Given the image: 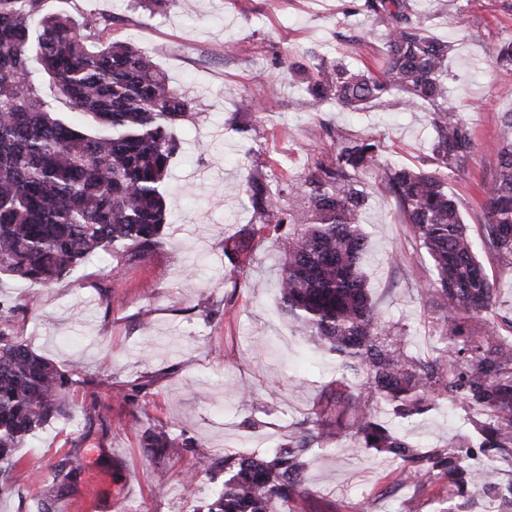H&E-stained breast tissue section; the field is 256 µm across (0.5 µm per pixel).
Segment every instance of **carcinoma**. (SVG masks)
<instances>
[{"label":"carcinoma","mask_w":512,"mask_h":512,"mask_svg":"<svg viewBox=\"0 0 512 512\" xmlns=\"http://www.w3.org/2000/svg\"><path fill=\"white\" fill-rule=\"evenodd\" d=\"M358 10L385 19L386 64L375 72L313 53L295 66L305 92L350 112L403 105L429 107L431 155L412 168L382 160L379 141H344L335 159L288 176L275 194L260 173L247 178L262 224L241 229L231 252L249 263L258 232L283 234L279 314L305 339L335 356L340 379L327 388L315 421L267 452L224 454V486L206 512H275L299 494L304 455L354 430L355 450H376L415 464L408 477L448 471L449 449L427 455L373 411L411 422L440 403L460 401L478 415L480 448H512V311L496 309L494 274L484 259L512 271V111L481 206L478 237L448 194L444 170H459L475 144L464 113L448 94V43L436 38L407 0H360ZM112 17L92 10L50 12L44 0H0V274L46 286L112 246L140 258L159 245L168 209L163 187L180 150L177 126L191 120V99L140 48L116 39ZM385 167L412 239L435 278L424 293L438 355L408 354L378 311L361 270L366 193L360 173ZM295 201L285 206L282 196ZM0 302V473L51 419L68 415L72 380L32 350ZM161 458L177 439L150 432ZM83 466L68 452L52 481L70 484Z\"/></svg>","instance_id":"cac0c4a2"}]
</instances>
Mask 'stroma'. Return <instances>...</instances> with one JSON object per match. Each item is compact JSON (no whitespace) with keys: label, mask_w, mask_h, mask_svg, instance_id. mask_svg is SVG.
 Masks as SVG:
<instances>
[{"label":"stroma","mask_w":512,"mask_h":512,"mask_svg":"<svg viewBox=\"0 0 512 512\" xmlns=\"http://www.w3.org/2000/svg\"><path fill=\"white\" fill-rule=\"evenodd\" d=\"M410 3L433 15L432 33L451 47L448 90L475 153L446 178L474 226L497 162L500 117L512 110V68L494 54L512 39V0ZM45 7L110 14L115 37L148 51L187 90L195 116L178 130L181 150L165 186L171 227L147 258L104 252L45 287L0 275V299L14 305L19 335L73 381L69 418L52 420L20 449L0 512H66L90 497L101 512H195L224 482L225 450L261 453L287 442L336 378L335 359L278 313L283 240L256 237L243 268L224 253L243 227L260 222L247 176L262 171L277 192L288 174L332 161L341 141L362 135L379 140L385 158L417 166L431 151L430 115L396 101L342 111L304 93L289 71L310 49L357 69L382 64L386 25L357 13L355 0H169L154 15L136 0ZM360 179L367 285L383 315L404 328L408 352L434 357L421 296L431 263L406 230L384 168ZM149 430L178 438L179 453L154 457L143 441ZM400 431L430 449L455 441L465 462L494 469L496 486L512 485V458L476 448L463 405H440ZM75 448L83 470L69 488L52 489L51 466ZM204 456L212 472H196ZM404 468L354 450L343 430L308 453L301 492L277 512H407L412 503L419 512H512L493 492L471 495L443 474L409 480Z\"/></svg>","instance_id":"stroma-1"}]
</instances>
